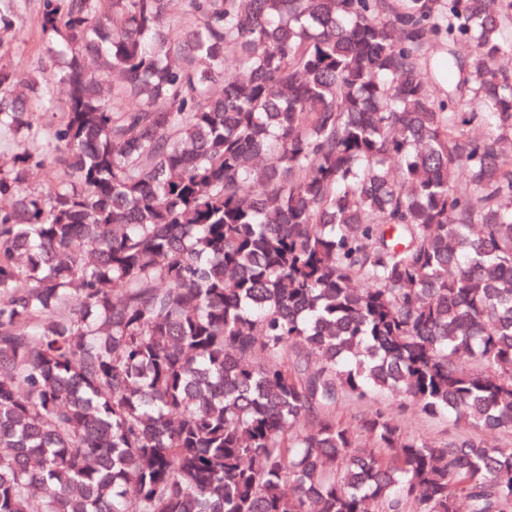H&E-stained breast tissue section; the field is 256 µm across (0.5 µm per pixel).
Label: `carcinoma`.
<instances>
[{
  "instance_id": "obj_1",
  "label": "carcinoma",
  "mask_w": 512,
  "mask_h": 512,
  "mask_svg": "<svg viewBox=\"0 0 512 512\" xmlns=\"http://www.w3.org/2000/svg\"><path fill=\"white\" fill-rule=\"evenodd\" d=\"M171 2L0 66V512H512V0ZM399 401L393 397L374 398L368 402H361L358 404L341 405L336 410V415L343 419H351L354 417L367 414L369 411L374 410L378 406L395 407ZM398 417L405 431L436 441H448V438L465 431L462 425H456L451 418H428L409 403L403 406Z\"/></svg>"
}]
</instances>
